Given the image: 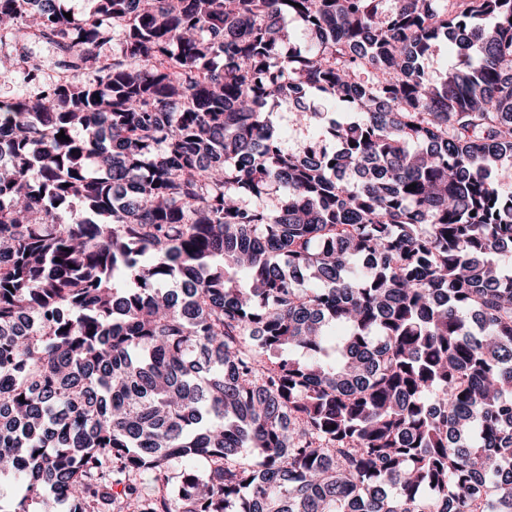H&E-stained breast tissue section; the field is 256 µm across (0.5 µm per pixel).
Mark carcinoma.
<instances>
[{"label":"carcinoma","mask_w":512,"mask_h":512,"mask_svg":"<svg viewBox=\"0 0 512 512\" xmlns=\"http://www.w3.org/2000/svg\"><path fill=\"white\" fill-rule=\"evenodd\" d=\"M60 2L0 0L92 72L0 105V512H512V0ZM272 120L278 130L282 148L286 151H296L307 133L295 124L294 114L288 105L276 107Z\"/></svg>","instance_id":"cac0c4a2"}]
</instances>
